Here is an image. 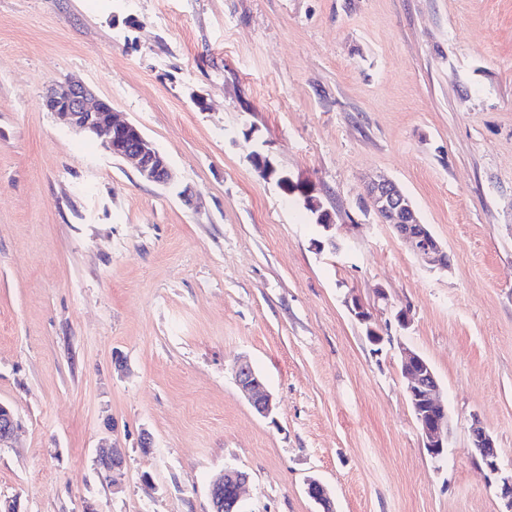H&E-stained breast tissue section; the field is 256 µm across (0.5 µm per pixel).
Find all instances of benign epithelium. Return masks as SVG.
I'll return each mask as SVG.
<instances>
[{
  "label": "benign epithelium",
  "instance_id": "obj_1",
  "mask_svg": "<svg viewBox=\"0 0 512 512\" xmlns=\"http://www.w3.org/2000/svg\"><path fill=\"white\" fill-rule=\"evenodd\" d=\"M45 106L63 126L101 141L108 153L126 162L144 180L162 186L171 184L173 176L166 159L141 129L134 123L117 119L112 105L96 98L84 84L73 81L51 84L45 93ZM366 195L382 223L392 226L420 263L432 269H448V253L444 245L428 225L420 222L398 184L388 179L371 180L366 185ZM314 246L320 251L340 249L334 222L322 225V239L315 241ZM351 312L367 325L366 335L372 343L383 341L379 332L368 326L371 314L360 302H353ZM399 358L423 447L432 457L440 458L448 447L450 420L447 407L440 399L437 376L424 357L403 344L399 346ZM234 374L238 388L252 408L263 417L269 416L274 409L273 397L250 362L243 358L238 360ZM17 429L18 422L11 410L0 405V446L9 444ZM470 434L471 442L479 448L475 461L491 473H498V451L492 436L477 420L473 422ZM125 462V452L115 447L96 457V465L113 484ZM248 482L249 475L232 466L213 476L208 486L210 512H239L241 493ZM307 493L322 506L323 512H333L331 498L320 480L309 479ZM497 497L501 503L500 512H512V477L499 479Z\"/></svg>",
  "mask_w": 512,
  "mask_h": 512
}]
</instances>
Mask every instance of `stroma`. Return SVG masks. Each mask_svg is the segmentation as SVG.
<instances>
[{
    "label": "stroma",
    "instance_id": "stroma-1",
    "mask_svg": "<svg viewBox=\"0 0 512 512\" xmlns=\"http://www.w3.org/2000/svg\"><path fill=\"white\" fill-rule=\"evenodd\" d=\"M70 78L141 128L172 186L57 122L44 95ZM255 151L314 187L340 251L315 249L314 215L253 169ZM380 174L447 270L367 205ZM402 343L448 407L438 459ZM242 358L271 417L239 392ZM0 404L19 422L0 446V502L17 512H210L227 466L250 476L242 512H322L312 477L335 512H498L512 473V0H0ZM475 420L498 474L474 460ZM110 442L127 455L116 487L95 465ZM233 370L237 386L243 396L259 415L268 417L274 409L273 397L250 362L243 358L239 359Z\"/></svg>",
    "mask_w": 512,
    "mask_h": 512
}]
</instances>
